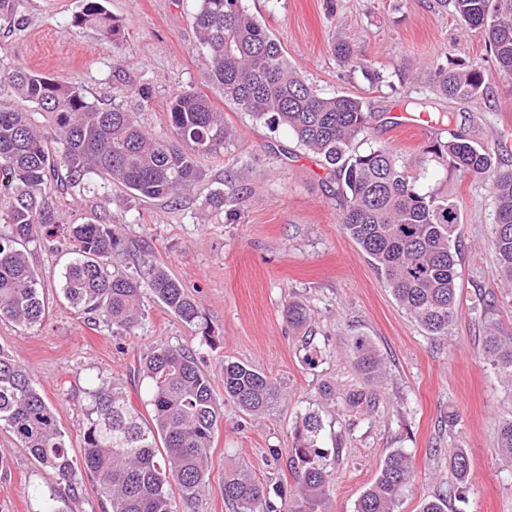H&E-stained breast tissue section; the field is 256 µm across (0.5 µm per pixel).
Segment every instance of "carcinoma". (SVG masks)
<instances>
[{"label":"carcinoma","instance_id":"cac0c4a2","mask_svg":"<svg viewBox=\"0 0 512 512\" xmlns=\"http://www.w3.org/2000/svg\"><path fill=\"white\" fill-rule=\"evenodd\" d=\"M25 0H0V30L24 31ZM459 21L484 36L498 72L512 79V0H453ZM76 26L99 32L119 45L122 23L104 0H84ZM197 41L207 61L206 76L224 99L257 120L284 126L300 146L321 158L342 198L338 223L368 256L398 303L430 336H448L459 303V252L462 226L448 199L419 190L405 159L383 146L360 149L368 113L351 95L324 96L288 62L281 44L242 0H197ZM353 70H368L347 42L333 46ZM429 77L448 99L466 100L488 91L478 69L436 65ZM8 95L35 105L48 126L31 113L0 108V319L31 330L46 318V302L27 245L62 233L71 259L62 272L65 300L94 321L127 333L143 318L144 291L182 322L200 326L202 315L183 284L166 267L151 263L137 274L121 269L128 246L118 225L94 213L80 224L63 217L66 197L83 195L99 179L140 200L174 205L187 189L204 181L198 159L218 155L232 138L210 99L183 91L170 104L173 138L148 130L120 103L100 107L76 87L25 68L0 70V98ZM59 142L58 152L53 143ZM501 144L477 143L453 134L424 149L446 157L463 176L485 181L496 209L490 246L505 282L512 286V168L500 165ZM249 169L231 167L224 189L208 191L207 212L232 214L251 190ZM288 325L309 319L304 304L284 308ZM349 356L373 383L383 375V358L367 336H355ZM484 354L512 384V333L486 326ZM149 383L150 420L113 385L88 391L91 407L83 432L81 457L71 455L54 409L32 383L24 364L0 347V424L6 426L35 465L55 481L44 512H62L57 502L76 497L79 476H94L110 512H178L172 485L193 502L208 481L211 439L222 417L197 354L183 347L152 348L140 365ZM224 395L248 415L266 411L279 397L265 373L235 361L224 362ZM318 413L300 416L293 429L287 463L293 485L270 498L263 483L239 467L224 469V500L234 512H323L333 486L328 451L320 446ZM500 456L512 464V420L500 427ZM454 494L470 485L466 449L448 453ZM408 454L391 451L374 482L355 503L354 512H396L411 483ZM420 512H448V496L426 498Z\"/></svg>","mask_w":512,"mask_h":512}]
</instances>
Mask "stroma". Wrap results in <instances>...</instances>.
Here are the masks:
<instances>
[{"label": "stroma", "mask_w": 512, "mask_h": 512, "mask_svg": "<svg viewBox=\"0 0 512 512\" xmlns=\"http://www.w3.org/2000/svg\"><path fill=\"white\" fill-rule=\"evenodd\" d=\"M83 0H27L26 29L0 33V65L22 67L78 87L88 101L118 100L155 134L170 136L172 98L192 90L224 114L234 140L217 156L201 158L204 182L183 193L180 207L123 199L96 182L69 201L68 222L98 212L119 225L135 249L124 264L165 265L196 301L206 323L198 330L153 299L132 334L87 321L64 299L66 260L57 242L32 246L48 306L41 327L26 331L0 321V346L29 369L41 396L56 411L73 455H80L89 406L87 391L103 382L150 413L149 385L136 369L150 348L186 346L201 357L223 419L213 436L209 482L179 512H232L224 501V468L242 464L270 490L288 488L285 454L298 418L317 411L321 445L329 449L334 488L325 512H353L386 454H409L413 479L396 512H420L423 500L451 482L445 450L466 448L471 461L466 500H449L448 512H512V466L496 453L498 429L512 418V386L482 357L485 320L512 331V288L505 287L489 245L495 210L485 183L461 176L447 159H428L424 147L454 133L477 142L503 140L502 161L512 164V81L501 77L481 35L465 33L453 9L437 0H243L280 41L289 62L320 93L362 98L370 112L369 143L402 153L421 191L453 201L463 226L461 293L450 336H428L397 304L359 246L338 224L336 185L322 162L300 147L286 128L236 111L205 77V57L193 26L196 0H106L124 25L119 46L91 29L75 27ZM347 41L360 50L380 80L351 70L332 51ZM456 62L484 71L487 95L449 101L435 94L419 68ZM132 83L117 94L115 70ZM149 98H140L139 88ZM429 114L433 125L395 132L394 115ZM252 170V192L233 215H205L201 200L222 187L224 170ZM491 306L475 309L478 296ZM305 302V327L288 326L283 310ZM371 338L384 357L383 382L367 384L348 355L353 336ZM255 367L273 378L280 396L264 414L250 416L224 398V363ZM372 396L350 407L349 393ZM459 421L449 425L448 415ZM276 448L279 459L268 451ZM0 512H40L52 481L0 427Z\"/></svg>", "instance_id": "stroma-1"}]
</instances>
